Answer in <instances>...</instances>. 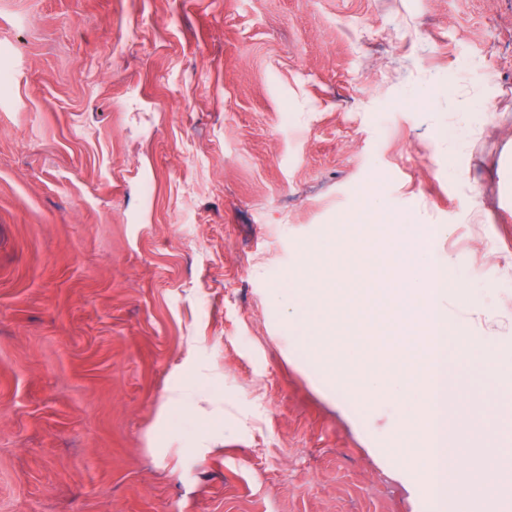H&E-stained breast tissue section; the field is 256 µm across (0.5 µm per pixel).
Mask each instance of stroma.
<instances>
[{
    "label": "stroma",
    "instance_id": "stroma-1",
    "mask_svg": "<svg viewBox=\"0 0 512 512\" xmlns=\"http://www.w3.org/2000/svg\"><path fill=\"white\" fill-rule=\"evenodd\" d=\"M1 71L0 512H421L367 451L395 406L348 419L269 291L446 224L449 319L512 326V0H0ZM469 445L447 512H512Z\"/></svg>",
    "mask_w": 512,
    "mask_h": 512
}]
</instances>
